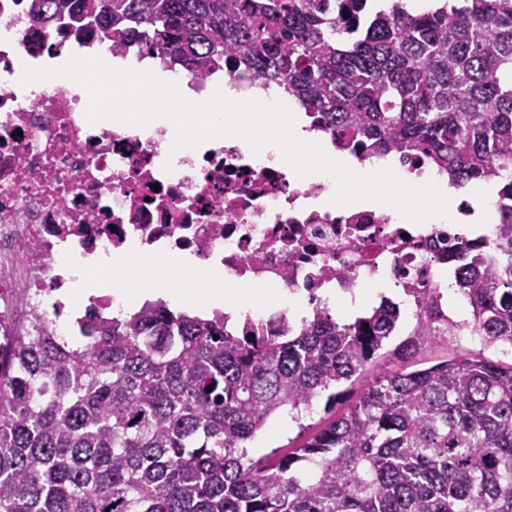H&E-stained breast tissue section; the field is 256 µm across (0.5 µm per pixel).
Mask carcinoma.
Listing matches in <instances>:
<instances>
[{
  "mask_svg": "<svg viewBox=\"0 0 512 512\" xmlns=\"http://www.w3.org/2000/svg\"><path fill=\"white\" fill-rule=\"evenodd\" d=\"M28 0L37 30L144 41L190 75L223 61L314 112L345 146L423 153L494 182V242L451 255L469 326L512 345V0ZM400 314H320L241 336L148 301L81 341L18 336L0 367V512H512V364L454 358L378 379L275 464L266 422L301 413L384 348ZM218 339H213V336ZM434 339L395 348L411 357Z\"/></svg>",
  "mask_w": 512,
  "mask_h": 512,
  "instance_id": "cac0c4a2",
  "label": "carcinoma"
}]
</instances>
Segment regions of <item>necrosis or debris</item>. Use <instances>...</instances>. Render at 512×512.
<instances>
[{
    "label": "necrosis or debris",
    "instance_id": "4bbe7bcc",
    "mask_svg": "<svg viewBox=\"0 0 512 512\" xmlns=\"http://www.w3.org/2000/svg\"><path fill=\"white\" fill-rule=\"evenodd\" d=\"M65 45L58 31L31 29L26 0H0V354L36 323L70 335L86 310L60 296L67 261L83 260L91 281L101 253L146 258L158 270L178 259L283 296L274 310L231 319L234 329L293 330L302 324L294 302L312 318L364 291L369 307L391 293L416 320L443 332L454 324L448 256L483 238L479 201L459 202L458 223L415 224L370 201L332 205L324 174L298 178L237 137L176 150L171 124H89L88 97L75 82L20 83L25 68L59 66ZM74 49L122 68L150 56L146 45H116L97 31ZM168 75L196 95L218 86L252 98L260 91L218 68Z\"/></svg>",
    "mask_w": 512,
    "mask_h": 512
}]
</instances>
